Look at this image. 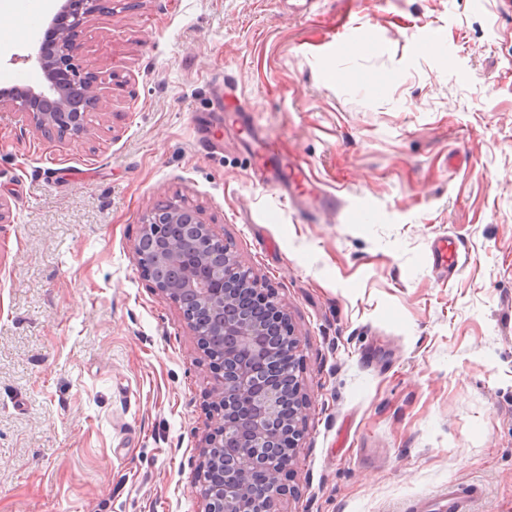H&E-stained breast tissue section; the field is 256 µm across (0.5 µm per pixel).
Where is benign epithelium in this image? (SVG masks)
<instances>
[{
  "instance_id": "benign-epithelium-1",
  "label": "benign epithelium",
  "mask_w": 512,
  "mask_h": 512,
  "mask_svg": "<svg viewBox=\"0 0 512 512\" xmlns=\"http://www.w3.org/2000/svg\"><path fill=\"white\" fill-rule=\"evenodd\" d=\"M109 5L64 0L52 20L51 44L36 56L48 91L3 88L0 114L19 112L46 136L82 135L103 91L84 71L79 29ZM147 239L152 256L142 248ZM134 253L141 273L180 310L194 303L216 315V323L204 326L183 314L201 349L213 336L224 339V355L210 359L215 427L201 465L205 512H279L307 406L299 339L288 313L191 209L168 204L147 212ZM256 470L266 481L251 488L246 478Z\"/></svg>"
}]
</instances>
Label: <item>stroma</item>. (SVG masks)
<instances>
[{
    "label": "stroma",
    "mask_w": 512,
    "mask_h": 512,
    "mask_svg": "<svg viewBox=\"0 0 512 512\" xmlns=\"http://www.w3.org/2000/svg\"><path fill=\"white\" fill-rule=\"evenodd\" d=\"M16 2L0 88L39 87L59 0ZM81 53V137L0 115V512H204L210 360L133 252L167 202L296 328L280 512H437L452 484L512 512V0H112ZM241 102L335 206L262 188ZM361 201L378 219L345 222Z\"/></svg>",
    "instance_id": "1"
}]
</instances>
